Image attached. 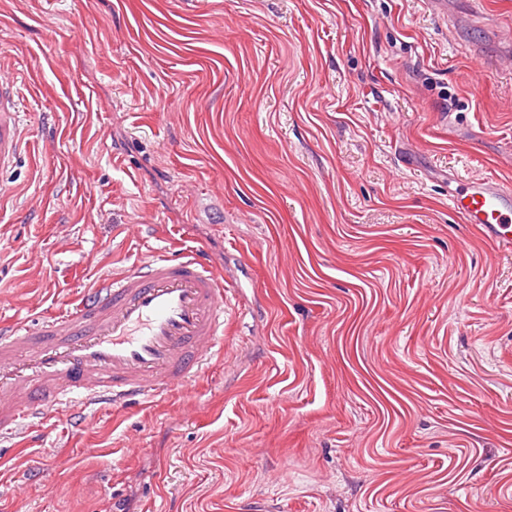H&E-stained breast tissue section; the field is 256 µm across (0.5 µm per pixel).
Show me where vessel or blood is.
<instances>
[{"mask_svg": "<svg viewBox=\"0 0 512 512\" xmlns=\"http://www.w3.org/2000/svg\"><path fill=\"white\" fill-rule=\"evenodd\" d=\"M13 84L0 82V169L26 152ZM448 201L512 252V186L458 177ZM224 272L197 248L149 252L131 270L101 276L40 325L0 322V438L36 441L61 404L89 428L87 410L144 404L191 391L224 351Z\"/></svg>", "mask_w": 512, "mask_h": 512, "instance_id": "vessel-or-blood-1", "label": "vessel or blood"}]
</instances>
